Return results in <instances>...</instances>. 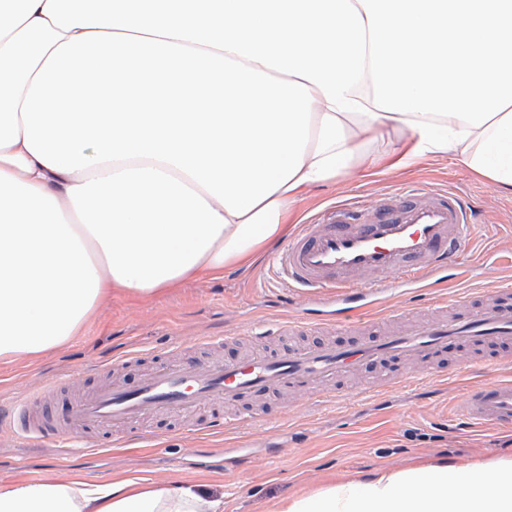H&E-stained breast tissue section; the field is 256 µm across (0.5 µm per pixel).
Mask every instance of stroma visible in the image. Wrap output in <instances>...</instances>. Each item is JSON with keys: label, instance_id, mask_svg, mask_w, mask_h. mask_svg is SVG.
I'll return each instance as SVG.
<instances>
[{"label": "stroma", "instance_id": "1", "mask_svg": "<svg viewBox=\"0 0 512 512\" xmlns=\"http://www.w3.org/2000/svg\"><path fill=\"white\" fill-rule=\"evenodd\" d=\"M410 183L456 192L475 207L476 227L461 261L471 270L470 287H497L501 275L495 259L512 251V196L499 193L450 154L418 157L395 168L386 163L368 166L354 176L309 187L289 211L288 222L296 232L332 205L376 201ZM290 301L287 287L270 277L261 259L244 269L185 280L147 299L113 293L65 348L19 363H0V404L33 395L46 377L59 376L65 383L52 394L46 415L62 419L73 395L103 380L117 375L127 386H136L144 371L165 359L171 345L184 336L219 334L226 341L217 349L184 351L182 360L239 358L253 347L237 341L239 327L287 316ZM130 349H145L149 355L115 371L85 366L91 359L104 364ZM487 374L512 378V365ZM487 374L470 369L422 390L409 385L385 402L364 404L354 413L270 395L264 404L279 422L265 433L199 432L178 417L146 422V429L158 437L144 442L93 430L89 436L100 449L85 457L60 458L23 439L0 437V483L40 478L50 470L96 482L121 473L185 477L223 497L224 512H277L281 499L316 489L332 476L512 455V430L475 431L448 418L466 386Z\"/></svg>", "mask_w": 512, "mask_h": 512}]
</instances>
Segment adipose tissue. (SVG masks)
<instances>
[{
    "instance_id": "adipose-tissue-1",
    "label": "adipose tissue",
    "mask_w": 512,
    "mask_h": 512,
    "mask_svg": "<svg viewBox=\"0 0 512 512\" xmlns=\"http://www.w3.org/2000/svg\"><path fill=\"white\" fill-rule=\"evenodd\" d=\"M453 154L512 195V0H0V362L119 290L253 263L310 186ZM0 512H224L192 479L52 475ZM278 512H512V456L381 468Z\"/></svg>"
}]
</instances>
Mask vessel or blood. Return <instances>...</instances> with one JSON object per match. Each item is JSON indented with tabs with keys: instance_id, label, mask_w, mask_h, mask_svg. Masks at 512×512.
<instances>
[{
	"instance_id": "b4317fda",
	"label": "vessel or blood",
	"mask_w": 512,
	"mask_h": 512,
	"mask_svg": "<svg viewBox=\"0 0 512 512\" xmlns=\"http://www.w3.org/2000/svg\"><path fill=\"white\" fill-rule=\"evenodd\" d=\"M471 212L462 197L429 192L418 185L365 205L339 204L304 225L272 258L269 269L305 300L328 307L313 320L294 313L279 320L276 335L313 331L343 335V344H318L257 351L231 360L186 363L171 358L157 364L140 384L127 388L109 379L74 397L66 417L48 424L35 401L18 398L0 408V432L70 454L92 452L90 428L124 431L158 417L199 416L200 430L251 427L268 421L259 397L281 393L301 403L349 408L409 385L417 363L438 357L448 343L462 346L463 366L483 360L497 365L512 347V287L480 295L456 280L448 295L436 297L437 315L401 318L396 331L383 329L376 299L403 287L425 288L434 277L455 268L469 245ZM406 364L407 371L352 391L341 379L363 365ZM457 414L472 427H512V381L495 379L468 385Z\"/></svg>"
}]
</instances>
